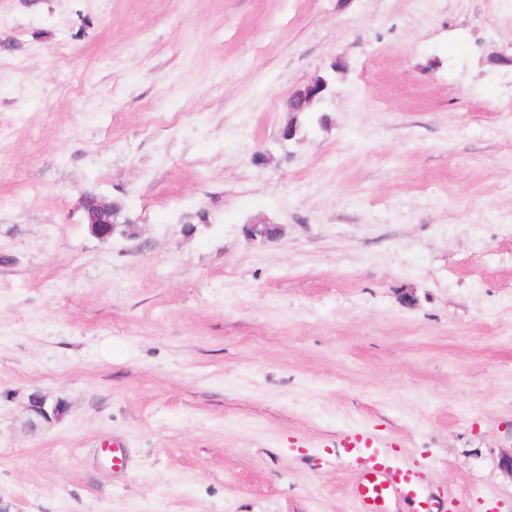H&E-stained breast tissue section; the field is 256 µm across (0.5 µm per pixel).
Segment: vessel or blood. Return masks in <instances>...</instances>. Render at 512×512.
Listing matches in <instances>:
<instances>
[{"label": "vessel or blood", "instance_id": "obj_1", "mask_svg": "<svg viewBox=\"0 0 512 512\" xmlns=\"http://www.w3.org/2000/svg\"><path fill=\"white\" fill-rule=\"evenodd\" d=\"M341 446L359 465L352 487L359 512H391L398 501L411 504L413 512H440L439 501L427 493L417 473L402 468L375 442L354 434L345 436Z\"/></svg>", "mask_w": 512, "mask_h": 512}]
</instances>
